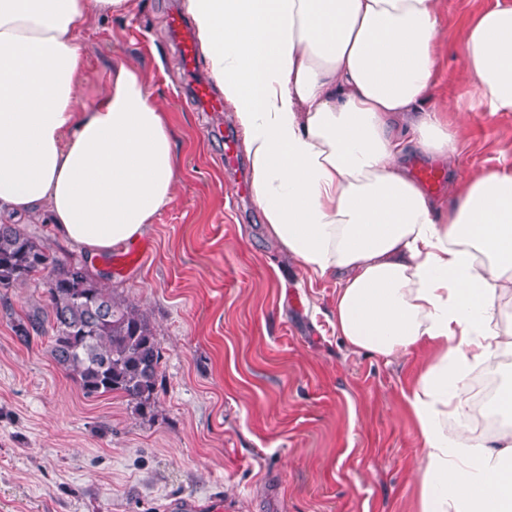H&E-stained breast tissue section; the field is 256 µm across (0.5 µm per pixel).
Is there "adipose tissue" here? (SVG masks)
Returning <instances> with one entry per match:
<instances>
[{
	"label": "adipose tissue",
	"instance_id": "obj_1",
	"mask_svg": "<svg viewBox=\"0 0 512 512\" xmlns=\"http://www.w3.org/2000/svg\"><path fill=\"white\" fill-rule=\"evenodd\" d=\"M130 0H0V218L34 217L99 257L173 199L171 134L136 64L82 90L80 34ZM243 133L268 230L309 279L335 280L352 351L433 347L406 397L423 447L420 512H512V426L465 424V382L512 367V166L452 186L406 171L452 158L468 117L430 102L439 0H184ZM475 104L512 112V0L463 31ZM456 115L455 123L441 112ZM421 160H424L426 162H433L438 164L442 168H446V170H441L434 166H428V165H415L412 164L411 166V173L413 177L420 183V185L429 192L438 191L442 188L444 182H446L447 172H448V160L442 161H432V160H426L419 158ZM441 161V162H440ZM450 185L449 182L445 184L444 190L439 194H427L431 197H434L439 200L448 201V195H449Z\"/></svg>",
	"mask_w": 512,
	"mask_h": 512
}]
</instances>
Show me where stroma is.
<instances>
[{"mask_svg": "<svg viewBox=\"0 0 512 512\" xmlns=\"http://www.w3.org/2000/svg\"><path fill=\"white\" fill-rule=\"evenodd\" d=\"M497 0H440L444 30L433 101L470 112L451 161L468 177L512 164V113L474 108L461 34ZM183 0H130L94 19L84 90L136 62L174 136L172 203L136 241L138 261L89 259L100 283L144 312L162 350L152 419L116 396L84 398L14 322L45 303L43 286L0 289V512H165L171 499L230 512H418L422 448L405 396L426 352L381 358L336 333V284L309 281L269 237L254 198L230 206L247 159L224 166L230 109L188 98L209 78L184 71L167 25Z\"/></svg>", "mask_w": 512, "mask_h": 512, "instance_id": "stroma-1", "label": "stroma"}]
</instances>
